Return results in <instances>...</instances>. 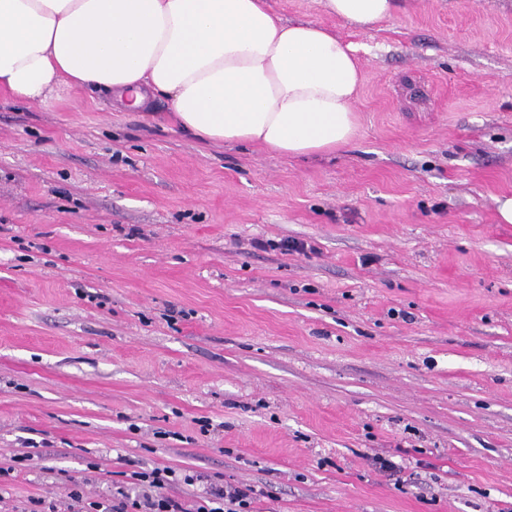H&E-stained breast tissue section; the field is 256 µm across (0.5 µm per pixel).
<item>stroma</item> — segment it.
<instances>
[{
    "mask_svg": "<svg viewBox=\"0 0 512 512\" xmlns=\"http://www.w3.org/2000/svg\"><path fill=\"white\" fill-rule=\"evenodd\" d=\"M337 33L363 83L329 154L0 91V512L155 466L255 512H512V0ZM286 238L313 250L250 245Z\"/></svg>",
    "mask_w": 512,
    "mask_h": 512,
    "instance_id": "obj_1",
    "label": "stroma"
}]
</instances>
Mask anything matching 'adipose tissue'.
<instances>
[{
  "label": "adipose tissue",
  "instance_id": "obj_1",
  "mask_svg": "<svg viewBox=\"0 0 512 512\" xmlns=\"http://www.w3.org/2000/svg\"><path fill=\"white\" fill-rule=\"evenodd\" d=\"M323 2L360 30L402 8ZM362 81L354 46L334 27L284 22L267 0H0V90L18 102L94 86L146 112L161 94L193 138L294 158L352 141Z\"/></svg>",
  "mask_w": 512,
  "mask_h": 512
}]
</instances>
